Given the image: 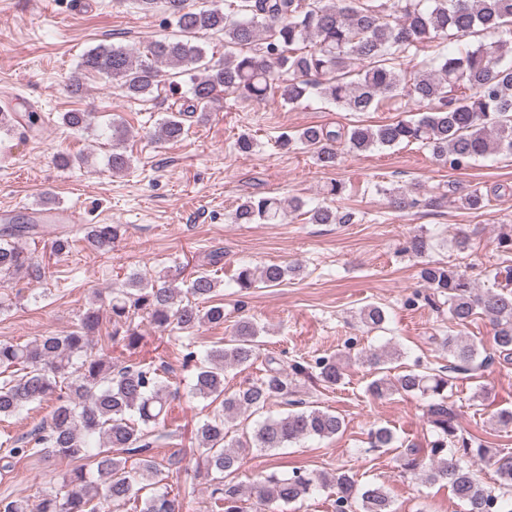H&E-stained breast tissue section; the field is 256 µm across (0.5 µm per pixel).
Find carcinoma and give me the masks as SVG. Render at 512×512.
Masks as SVG:
<instances>
[{
	"label": "carcinoma",
	"instance_id": "1",
	"mask_svg": "<svg viewBox=\"0 0 512 512\" xmlns=\"http://www.w3.org/2000/svg\"><path fill=\"white\" fill-rule=\"evenodd\" d=\"M147 12L166 15L176 34L156 40L142 52L135 48L99 45L87 51L80 67L114 82L130 99H146L159 91L161 67L190 76L188 105L169 112L157 124L154 136L177 142L189 130L187 121L206 116L224 90L243 102L263 103L277 96L284 105L320 98L345 112H370L384 99L409 98L418 117L382 125L356 124L332 130L310 125L279 138L285 150H310L315 163L331 169L338 162V147L354 152L373 147L420 143L432 157L453 169H465L493 153L512 155V0H232L224 9L189 0H137ZM224 37V59L212 61L197 44L201 35ZM483 34L496 40L484 42ZM437 39L454 43L432 57L403 68ZM40 117L26 119L16 112H0V134L11 135L26 124L32 129ZM88 112H66L62 125L73 131L90 128ZM127 129L112 119V153L108 165L119 174L131 167L126 153ZM399 211L418 207L421 200L401 187L385 190ZM472 210L487 205L485 194L474 189L459 197ZM438 199L423 204L433 206ZM299 199L282 203L275 196H250L231 214L235 224H277L285 211L305 210L311 224H349L353 215L330 206L305 209ZM40 225L6 224L0 229V279L22 272L47 277L18 244L25 235L39 233ZM119 224H92L85 241L96 251H112L120 237ZM433 248L430 237L418 234L406 251L422 258ZM300 267L268 264L256 271L241 265L236 285L247 292L261 283L281 285ZM487 277L505 285L481 291L456 265L424 262L419 279L429 290L416 292L407 305L419 301L440 310L447 307L453 326L465 327L475 315L488 319L493 348L505 361L512 359V266L499 265ZM219 281L209 270L196 272L186 290L167 281H150L131 273L122 288L108 294L102 307L90 306L65 335H45L33 342L0 341V421L13 418L44 402L54 403L49 418L22 437L5 435V467L31 456L93 459L91 470L81 466L61 476L58 490L45 494L36 506L25 499L0 500V512H99L102 503L134 512H181L182 505L166 489L163 468L157 461L158 428L168 419L177 392L164 363L142 359L114 365L92 354L95 333L108 319V339L128 350L144 339L135 323L145 317L159 332L192 333L203 325L224 324V306L212 304ZM368 329L380 328L385 310L367 304L359 310ZM263 328L243 319L234 325L233 339L199 356L184 354L194 368V395L220 401L221 410L203 420L196 430L201 459L210 473L211 507L215 512H247L248 497L226 478L242 466L243 448L275 451L304 439H329L344 432L345 419L336 412L296 398L298 377L316 378L327 388L342 384V357L322 356L311 363L288 365L267 360L263 377L235 389L224 386L229 368L251 365ZM448 354V364L427 371L417 362L391 376L370 381L367 393L375 399L393 395L427 399L426 415L432 440L426 447L398 439L386 426L369 434V447L389 448L397 454L402 472L423 483L446 484L465 512H512V453L491 451L482 440L465 435L458 425L453 396L454 380L483 368L489 356L478 345L450 329L436 337ZM394 346L361 352L363 362L381 370L399 359ZM279 404L277 415L267 409ZM259 419L243 437L226 444L229 424L242 415ZM135 466L129 468V459ZM494 469L495 485L480 481L474 466ZM333 497L335 512H397L389 492L370 482L358 484L347 470L332 474L294 468L288 474L270 473L254 487L263 507L304 503L318 491Z\"/></svg>",
	"mask_w": 512,
	"mask_h": 512
}]
</instances>
